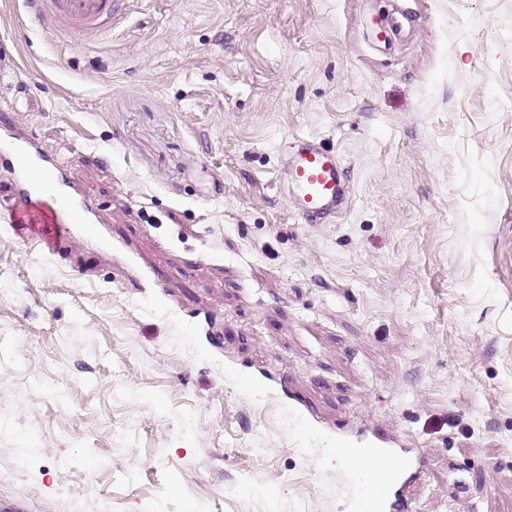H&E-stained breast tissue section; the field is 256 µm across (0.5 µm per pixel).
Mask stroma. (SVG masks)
Segmentation results:
<instances>
[{
    "mask_svg": "<svg viewBox=\"0 0 512 512\" xmlns=\"http://www.w3.org/2000/svg\"><path fill=\"white\" fill-rule=\"evenodd\" d=\"M0 120L100 218L0 223V512H348L369 426L429 458L411 512H512V0H0ZM125 0H36L32 7L65 30L112 28ZM284 157L289 202L296 215L308 224H323L336 218V207L347 181L336 150L307 137L287 145Z\"/></svg>",
    "mask_w": 512,
    "mask_h": 512,
    "instance_id": "35a3bbf8",
    "label": "stroma"
}]
</instances>
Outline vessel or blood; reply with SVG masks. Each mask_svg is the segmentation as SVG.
Listing matches in <instances>:
<instances>
[{
    "label": "vessel or blood",
    "instance_id": "vessel-or-blood-1",
    "mask_svg": "<svg viewBox=\"0 0 512 512\" xmlns=\"http://www.w3.org/2000/svg\"><path fill=\"white\" fill-rule=\"evenodd\" d=\"M124 2L34 0L33 7L65 30H102L111 26ZM0 155L10 160L12 175L6 195L0 197V213L28 242L51 253L61 238L63 225L96 223L95 202L69 189L64 168L51 154L31 141L9 137L0 130ZM284 157L290 204L296 215L309 224L335 218L346 184V171L335 150L307 137L287 146ZM32 163L52 171L55 185L36 181L28 169ZM378 449L397 459L404 480L415 476L427 464L423 452L406 454L395 438L379 440ZM395 487L392 481H372L367 485L366 496L375 500L380 512H398L400 503Z\"/></svg>",
    "mask_w": 512,
    "mask_h": 512
}]
</instances>
